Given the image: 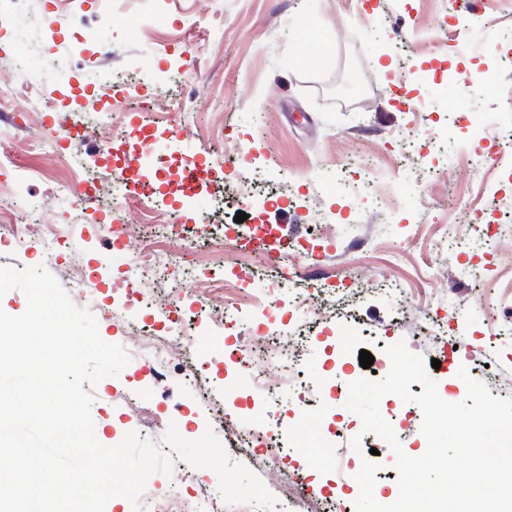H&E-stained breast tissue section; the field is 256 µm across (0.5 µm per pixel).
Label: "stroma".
<instances>
[{
	"label": "stroma",
	"mask_w": 512,
	"mask_h": 512,
	"mask_svg": "<svg viewBox=\"0 0 512 512\" xmlns=\"http://www.w3.org/2000/svg\"><path fill=\"white\" fill-rule=\"evenodd\" d=\"M62 73L57 101L38 98ZM0 86L18 91L0 108V225L25 228L21 244L0 234V267L44 265L131 352L93 387L91 415L101 444L134 431L172 460L142 512L173 493L191 512L202 487L286 512V478L324 512H356L373 449L389 496L394 454L345 403L351 382L387 376L400 341L440 359L428 374L445 401L464 398L462 367L512 396V320H488L512 301V0H0ZM134 181L150 195L128 194ZM260 224L305 248L302 264L222 247ZM152 255L169 262L129 302L132 260ZM175 326L193 342L156 374L151 339ZM260 334L305 351L293 378L269 363L255 399L224 361ZM451 339L464 351L446 355ZM380 411L408 455L426 451L417 404L389 395ZM226 422L277 456L229 449Z\"/></svg>",
	"instance_id": "1"
}]
</instances>
